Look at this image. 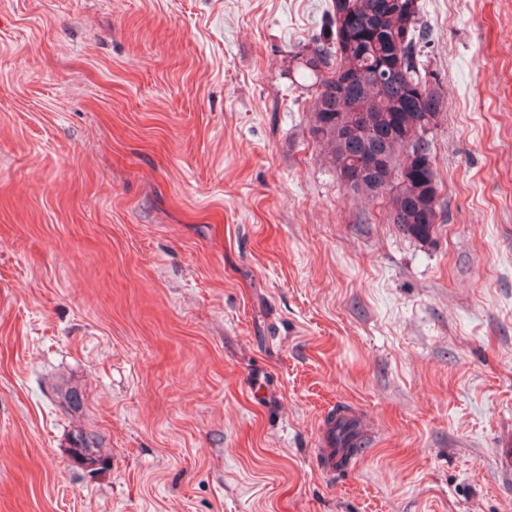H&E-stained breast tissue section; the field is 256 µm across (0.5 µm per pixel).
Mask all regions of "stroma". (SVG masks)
Instances as JSON below:
<instances>
[{
	"mask_svg": "<svg viewBox=\"0 0 512 512\" xmlns=\"http://www.w3.org/2000/svg\"><path fill=\"white\" fill-rule=\"evenodd\" d=\"M417 2L427 241L310 134L331 0H0V512H512V0ZM333 425L334 423L325 431L319 445L321 447L319 448L321 468L324 472L330 474H335L336 470L341 468L340 465L345 455L344 448H349L350 452L355 448L352 445H347L351 437L348 428L341 427L337 435H335L334 431L331 429ZM336 439L341 448H336ZM71 453L73 458L82 465L90 463L94 458L102 457L101 448H99L94 438L80 431L74 437Z\"/></svg>",
	"mask_w": 512,
	"mask_h": 512,
	"instance_id": "obj_1",
	"label": "stroma"
}]
</instances>
